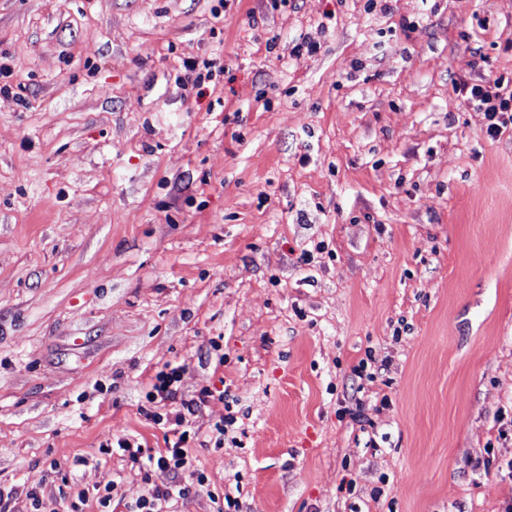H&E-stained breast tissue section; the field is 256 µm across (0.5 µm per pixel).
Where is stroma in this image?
Returning <instances> with one entry per match:
<instances>
[{"mask_svg": "<svg viewBox=\"0 0 512 512\" xmlns=\"http://www.w3.org/2000/svg\"><path fill=\"white\" fill-rule=\"evenodd\" d=\"M314 42L317 52L302 49ZM512 0H0V492L166 486L168 363L209 490L169 512H504ZM480 48L485 62L475 60ZM215 60L182 89V60ZM367 361L368 377L354 369ZM363 403L372 427L349 411ZM235 422L223 441L214 423ZM59 471H51L50 462ZM454 91L463 102L483 112V135L490 140L512 131V78H489L484 84L454 82ZM182 364H166L158 370L151 378L150 388L146 394V399L150 403L172 402L175 403L177 397V385L181 382V376L184 372Z\"/></svg>", "mask_w": 512, "mask_h": 512, "instance_id": "35a3bbf8", "label": "stroma"}]
</instances>
